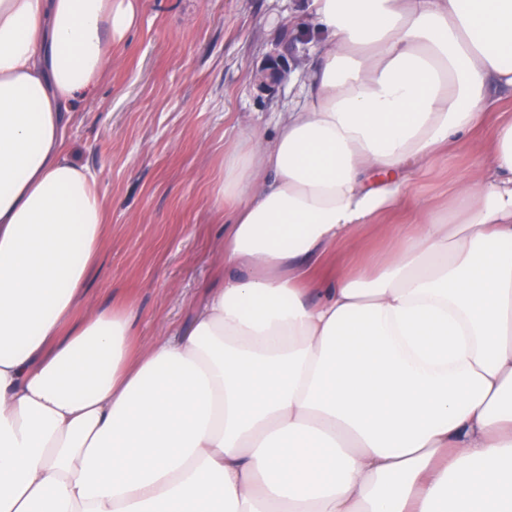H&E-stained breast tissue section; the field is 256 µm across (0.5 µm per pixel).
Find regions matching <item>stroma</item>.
I'll use <instances>...</instances> for the list:
<instances>
[{
	"mask_svg": "<svg viewBox=\"0 0 512 512\" xmlns=\"http://www.w3.org/2000/svg\"><path fill=\"white\" fill-rule=\"evenodd\" d=\"M136 20L112 45V69L76 106L65 130L71 157L95 173L111 234L80 314L126 304L140 340L189 324L218 275L224 219L211 194L224 153L253 131L273 137L301 99L316 42L305 0H133ZM277 59L286 80L260 92L252 72ZM487 124L421 175L417 199L447 207L455 181L476 165L512 91L495 90ZM411 211L368 227L361 251L336 250L329 269L381 258Z\"/></svg>",
	"mask_w": 512,
	"mask_h": 512,
	"instance_id": "stroma-1",
	"label": "stroma"
}]
</instances>
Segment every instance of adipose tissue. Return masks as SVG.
I'll list each match as a JSON object with an SVG mask.
<instances>
[{"label":"adipose tissue","mask_w":512,"mask_h":512,"mask_svg":"<svg viewBox=\"0 0 512 512\" xmlns=\"http://www.w3.org/2000/svg\"><path fill=\"white\" fill-rule=\"evenodd\" d=\"M316 64L225 153L221 285L143 345L73 102L132 0H0V512H512V120L377 273L335 246L512 89V0H309Z\"/></svg>","instance_id":"ef3b65f1"}]
</instances>
